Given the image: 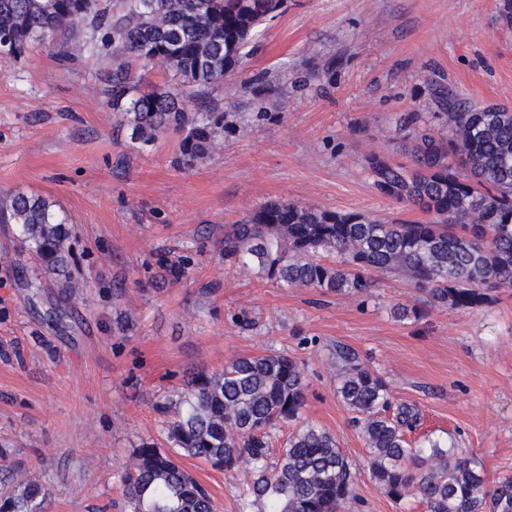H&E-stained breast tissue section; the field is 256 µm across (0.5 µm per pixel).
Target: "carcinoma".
<instances>
[{
	"mask_svg": "<svg viewBox=\"0 0 512 512\" xmlns=\"http://www.w3.org/2000/svg\"><path fill=\"white\" fill-rule=\"evenodd\" d=\"M285 0H0V57L16 58L31 43L69 52L81 27L101 34L94 47L116 53L105 83L113 116L130 129L139 149L172 129L182 138L178 163L192 168L220 146L224 113L207 103L245 55L253 32L281 14ZM168 58L171 79L141 89L125 59ZM447 135L417 133L411 163L366 157L375 188L426 220L382 222L361 213L270 201L237 224L224 226V262L254 271L280 288H315L365 298L377 277L393 273L427 294L431 307L472 308L488 290L512 288V109L477 106L450 87L434 89ZM0 224L20 226L22 242L60 286L77 293L70 276L72 227L47 199L10 193L0 199ZM337 257L322 260V254ZM337 392L354 413L369 449L374 480L394 502L416 498L427 512H512V475L488 485L485 474L458 449L437 440L414 446L405 430L417 414L393 415L389 383L348 350L336 353ZM304 376L282 354L245 355L217 374L189 376L183 409L169 422L170 455L151 443L134 451L123 479L127 512H212L207 489L178 461L185 456L230 474L246 473L237 512H343L354 498L356 473L328 431L307 426L285 441L269 462L271 431L304 406ZM0 512H33L39 480Z\"/></svg>",
	"mask_w": 512,
	"mask_h": 512,
	"instance_id": "1",
	"label": "carcinoma"
}]
</instances>
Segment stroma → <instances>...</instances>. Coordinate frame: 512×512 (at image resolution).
Returning a JSON list of instances; mask_svg holds the SVG:
<instances>
[{"instance_id":"obj_1","label":"stroma","mask_w":512,"mask_h":512,"mask_svg":"<svg viewBox=\"0 0 512 512\" xmlns=\"http://www.w3.org/2000/svg\"><path fill=\"white\" fill-rule=\"evenodd\" d=\"M500 0H287L254 36L216 105L221 150L178 168L179 134L132 148L103 94L111 55L71 42L70 57L31 44L0 59V197L39 195L73 224L68 297L43 274L14 224H0V495L24 473L39 512H124L123 476L142 443L165 451L187 377L241 355L283 353L308 384L297 420L335 436L354 465L345 512H424L390 500L336 394V350L388 381L393 405L421 415L415 441L466 450L487 480L512 474V288L469 309L417 305L422 293L381 274L367 300L279 288L224 261L225 225L268 201L421 220L378 192L368 155L407 162L405 112H431L449 84L479 105L512 108V27ZM186 262L174 279L161 258ZM36 282L27 291L28 282ZM253 325L242 329L237 317ZM184 466L213 512H236L244 475Z\"/></svg>"}]
</instances>
